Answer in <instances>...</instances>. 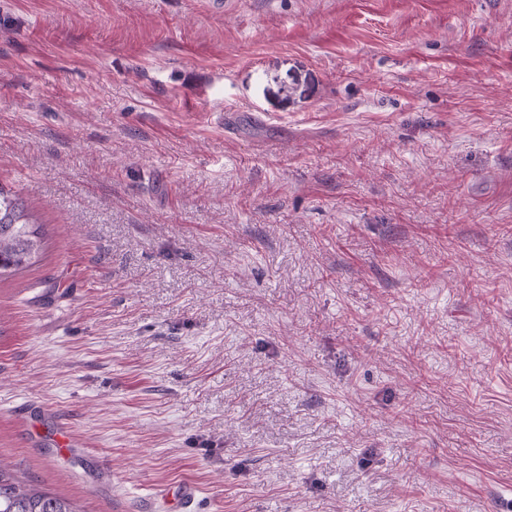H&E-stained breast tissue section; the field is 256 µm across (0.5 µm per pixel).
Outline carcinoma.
<instances>
[{
	"label": "carcinoma",
	"instance_id": "obj_1",
	"mask_svg": "<svg viewBox=\"0 0 512 512\" xmlns=\"http://www.w3.org/2000/svg\"><path fill=\"white\" fill-rule=\"evenodd\" d=\"M21 199L0 186V275L32 265L40 250L38 232ZM0 512H82L75 504L47 490L25 484L0 461Z\"/></svg>",
	"mask_w": 512,
	"mask_h": 512
}]
</instances>
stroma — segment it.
<instances>
[{"instance_id": "stroma-1", "label": "stroma", "mask_w": 512, "mask_h": 512, "mask_svg": "<svg viewBox=\"0 0 512 512\" xmlns=\"http://www.w3.org/2000/svg\"><path fill=\"white\" fill-rule=\"evenodd\" d=\"M0 0V460L80 512H512V0ZM29 218L21 199L0 186V277L32 265L40 250L35 223Z\"/></svg>"}]
</instances>
